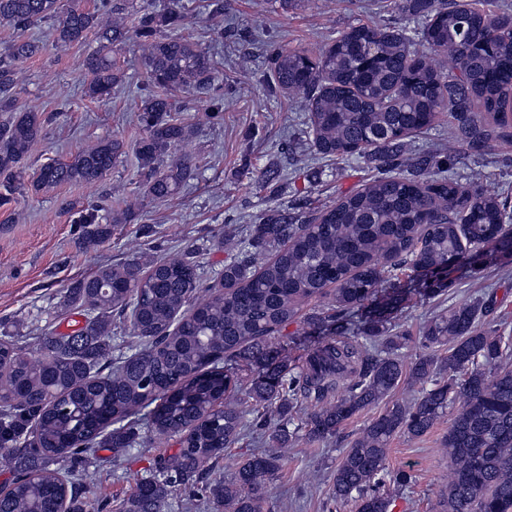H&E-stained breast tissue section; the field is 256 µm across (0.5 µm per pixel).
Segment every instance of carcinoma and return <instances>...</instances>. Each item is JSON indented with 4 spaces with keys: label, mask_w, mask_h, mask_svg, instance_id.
<instances>
[{
    "label": "carcinoma",
    "mask_w": 512,
    "mask_h": 512,
    "mask_svg": "<svg viewBox=\"0 0 512 512\" xmlns=\"http://www.w3.org/2000/svg\"><path fill=\"white\" fill-rule=\"evenodd\" d=\"M423 47L410 38L358 25L316 58L275 45L269 50L271 88L301 98L309 134L323 156L367 158L379 175L323 208L299 204L277 211L224 262L206 284L198 249L161 258L143 272L135 263L97 268L71 288L78 329L26 351L0 338V450L25 463L26 473L0 487V512H90L91 488L75 484L58 458L80 459L92 448L113 459L140 438L135 419L149 409L147 431L177 437L178 452L158 462L159 476L138 481L123 512H164L178 489L212 495L214 512H261L265 486L277 477L288 444L303 435L324 442L349 421L385 407L342 451L332 497L354 500L357 512H388L386 484L415 481L387 464L399 434L417 438L455 409L443 448L451 462L441 512H512V336L484 328L492 302L475 299L436 314L419 332L392 325L400 302L429 299L446 283L427 269L448 256H479L508 242L497 223L512 214V196L464 186L447 175L452 154L410 158L399 150L441 113L451 136L473 154L512 137V17H497L471 3L422 0ZM180 0L161 9L135 0H96L89 9L72 0H0V23L25 32L51 24L57 46L81 44L95 33L98 49L84 67L86 94L100 98L123 79L117 51L135 40L149 88L140 101L143 136L136 158L147 170L145 193L163 199L193 174L191 161L173 155L194 127L178 117L174 93L204 97L208 111L224 112V81L217 63L179 33ZM42 50L18 38L0 52V205L18 189L20 162L43 131L40 106L16 103L18 65ZM126 154L124 141H100L72 160L41 169L32 189L105 176ZM84 243L108 235L91 211ZM271 256L256 264L255 250ZM326 309L305 315L312 338L297 371L272 354L270 339L296 320L301 301L327 294ZM207 296L195 298L199 290ZM127 321L143 348L112 355V319ZM431 350L411 361L400 350ZM445 351L438 357L436 352ZM255 407L300 424L271 427L248 419L233 402L244 377ZM421 386L410 402L386 399L403 380ZM119 428H113V425ZM268 437L269 448L250 456L228 482H209L206 464L248 431Z\"/></svg>",
    "instance_id": "cac0c4a2"
}]
</instances>
